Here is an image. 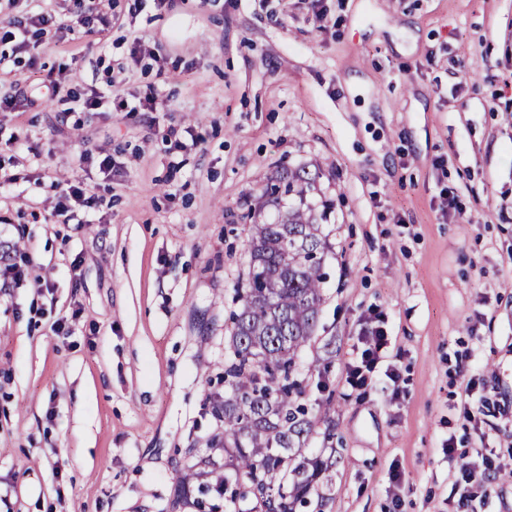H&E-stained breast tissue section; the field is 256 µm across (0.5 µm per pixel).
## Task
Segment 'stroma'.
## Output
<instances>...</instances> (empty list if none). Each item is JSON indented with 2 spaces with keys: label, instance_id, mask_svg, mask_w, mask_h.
Returning <instances> with one entry per match:
<instances>
[{
  "label": "stroma",
  "instance_id": "1",
  "mask_svg": "<svg viewBox=\"0 0 512 512\" xmlns=\"http://www.w3.org/2000/svg\"><path fill=\"white\" fill-rule=\"evenodd\" d=\"M28 8L67 26L32 62L0 43V88L21 91L0 110V227L30 261L0 280V512H196L184 473L224 458L241 217L288 164L335 203L301 353L304 452L328 463L305 512H456L478 450L503 470L473 512H512V0H112L102 32L71 0ZM62 63L79 93L115 77L101 111L40 95ZM149 92L174 111L119 109ZM66 181L95 223L48 222ZM378 313L391 345L361 395L346 367Z\"/></svg>",
  "mask_w": 512,
  "mask_h": 512
}]
</instances>
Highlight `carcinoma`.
Segmentation results:
<instances>
[{
    "label": "carcinoma",
    "instance_id": "cac0c4a2",
    "mask_svg": "<svg viewBox=\"0 0 512 512\" xmlns=\"http://www.w3.org/2000/svg\"><path fill=\"white\" fill-rule=\"evenodd\" d=\"M317 175L305 166L281 167L261 191L277 216H241L248 224V272L231 314L224 359V399L211 413L224 433L211 440L234 471L217 469L213 488L224 512L251 500V512H297L308 503L320 463L303 454L313 422L301 403L304 381L298 359L311 340L322 302L323 264L332 245L324 223L332 205L312 201Z\"/></svg>",
    "mask_w": 512,
    "mask_h": 512
}]
</instances>
